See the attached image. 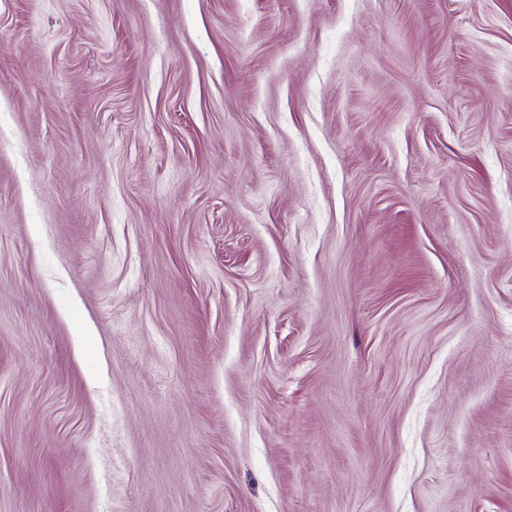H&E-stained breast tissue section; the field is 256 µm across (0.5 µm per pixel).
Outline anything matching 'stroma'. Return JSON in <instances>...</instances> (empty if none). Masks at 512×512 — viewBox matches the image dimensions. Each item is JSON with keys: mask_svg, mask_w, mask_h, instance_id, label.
Wrapping results in <instances>:
<instances>
[{"mask_svg": "<svg viewBox=\"0 0 512 512\" xmlns=\"http://www.w3.org/2000/svg\"><path fill=\"white\" fill-rule=\"evenodd\" d=\"M0 512H512V0H0Z\"/></svg>", "mask_w": 512, "mask_h": 512, "instance_id": "35a3bbf8", "label": "stroma"}]
</instances>
